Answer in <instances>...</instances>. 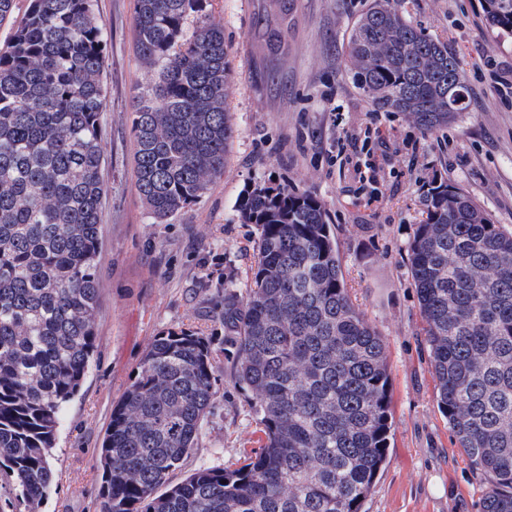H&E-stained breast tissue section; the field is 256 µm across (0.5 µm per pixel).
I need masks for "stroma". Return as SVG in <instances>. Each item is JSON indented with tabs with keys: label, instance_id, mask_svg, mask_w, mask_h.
Wrapping results in <instances>:
<instances>
[{
	"label": "stroma",
	"instance_id": "obj_1",
	"mask_svg": "<svg viewBox=\"0 0 512 512\" xmlns=\"http://www.w3.org/2000/svg\"><path fill=\"white\" fill-rule=\"evenodd\" d=\"M374 0H210L224 25L231 77L225 106L233 137L223 175L195 204L157 224L135 191V95L153 78L135 52V0H95L109 52L103 73V242L98 255V339L53 450L55 483L39 512H99L98 450L112 407L155 336L194 329L214 339L216 394L188 469L232 466L264 436L236 384V351L224 329V287L244 291L258 232L238 204L257 182L320 197L354 305L383 336L393 429L362 512H481L487 478L458 448L439 411L408 247L433 180L465 190L512 231V99L498 75L512 70V35L489 27L483 0H402L400 10L447 43L461 62L468 109L426 136L404 114L373 108L353 79L348 40ZM381 129L371 182L328 152L338 133Z\"/></svg>",
	"mask_w": 512,
	"mask_h": 512
}]
</instances>
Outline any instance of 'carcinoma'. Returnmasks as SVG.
I'll return each instance as SVG.
<instances>
[{
	"mask_svg": "<svg viewBox=\"0 0 512 512\" xmlns=\"http://www.w3.org/2000/svg\"><path fill=\"white\" fill-rule=\"evenodd\" d=\"M94 0H0V512H38L52 449L95 352L102 244L107 31ZM209 0H136L138 56L154 73L136 96L135 189L158 224L224 174L232 136L224 26ZM375 0L349 37L370 104L432 135L467 110L460 61ZM512 34V0H483ZM408 261L439 409L488 477L483 512H512V233L461 188L423 195ZM257 227L244 292L224 294L234 379L263 444L234 467L171 475L191 456L216 388L211 337H154L112 408L100 448V512H361L392 429L383 336L355 308L325 204L256 184L239 205Z\"/></svg>",
	"mask_w": 512,
	"mask_h": 512,
	"instance_id": "obj_1",
	"label": "carcinoma"
}]
</instances>
